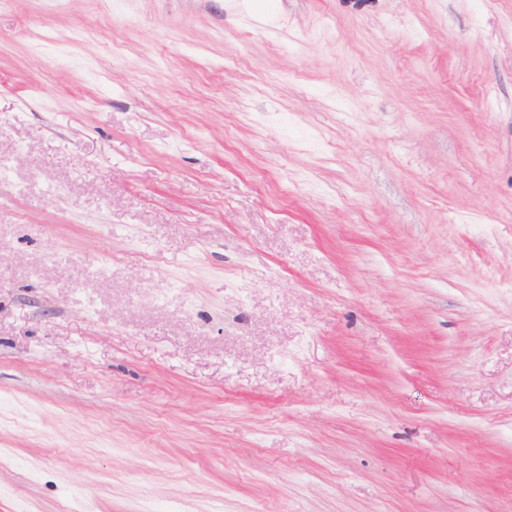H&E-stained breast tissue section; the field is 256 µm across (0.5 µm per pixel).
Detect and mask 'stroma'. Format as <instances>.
<instances>
[{
    "instance_id": "35a3bbf8",
    "label": "stroma",
    "mask_w": 512,
    "mask_h": 512,
    "mask_svg": "<svg viewBox=\"0 0 512 512\" xmlns=\"http://www.w3.org/2000/svg\"><path fill=\"white\" fill-rule=\"evenodd\" d=\"M0 156V512H512V0H15Z\"/></svg>"
}]
</instances>
